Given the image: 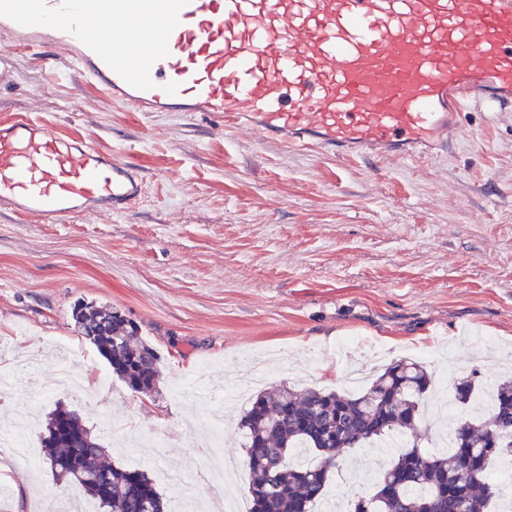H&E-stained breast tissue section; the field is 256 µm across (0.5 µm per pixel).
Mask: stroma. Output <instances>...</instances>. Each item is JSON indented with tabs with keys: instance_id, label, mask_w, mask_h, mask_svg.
Masks as SVG:
<instances>
[{
	"instance_id": "35a3bbf8",
	"label": "stroma",
	"mask_w": 512,
	"mask_h": 512,
	"mask_svg": "<svg viewBox=\"0 0 512 512\" xmlns=\"http://www.w3.org/2000/svg\"><path fill=\"white\" fill-rule=\"evenodd\" d=\"M0 84V122L45 120L66 136L139 170L144 192L123 215L77 214L63 224L20 219L0 206V347L24 352L42 372L11 374L8 419L42 426L56 407L77 411L113 464L146 471L169 512L175 475L200 484L215 457L180 451L189 435L224 418V455L244 459L236 387L239 354L273 353L260 389H344L345 364L329 355L358 342L371 353L412 357L434 379H478L456 415H426L423 448L459 419L487 415V391L512 364V112L474 108L436 158H339L226 133L212 112H134L74 72L23 52ZM84 302L137 323L161 355L159 392L132 393L71 312ZM67 346L89 398L52 386L57 345ZM163 435L166 448L136 449ZM357 477H333L344 502L371 492L387 452L355 454ZM0 512H34L47 492L76 496L46 460L29 472L0 464Z\"/></svg>"
}]
</instances>
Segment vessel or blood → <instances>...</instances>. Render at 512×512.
Segmentation results:
<instances>
[{
	"label": "vessel or blood",
	"mask_w": 512,
	"mask_h": 512,
	"mask_svg": "<svg viewBox=\"0 0 512 512\" xmlns=\"http://www.w3.org/2000/svg\"><path fill=\"white\" fill-rule=\"evenodd\" d=\"M10 54L62 55L137 112H218L284 146L437 156L462 112L512 109V0H0ZM140 172L54 126L0 123V202L123 214Z\"/></svg>",
	"instance_id": "b4317fda"
}]
</instances>
